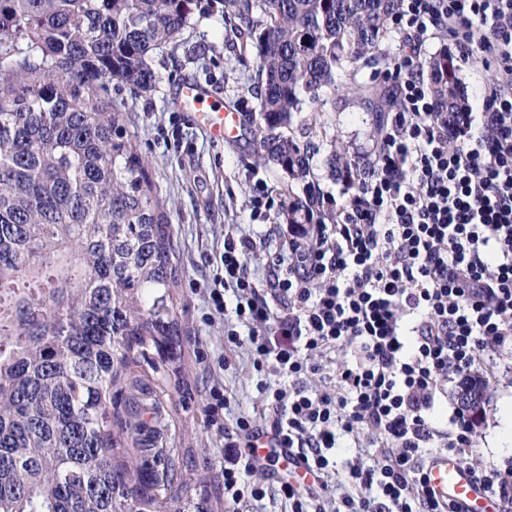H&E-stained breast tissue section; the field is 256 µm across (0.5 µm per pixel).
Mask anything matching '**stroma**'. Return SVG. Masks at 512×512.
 Listing matches in <instances>:
<instances>
[{
	"mask_svg": "<svg viewBox=\"0 0 512 512\" xmlns=\"http://www.w3.org/2000/svg\"><path fill=\"white\" fill-rule=\"evenodd\" d=\"M239 48L226 29L221 13L194 12L175 42L154 53L150 65L156 75L150 91L133 93L120 82L106 83L103 95L125 106L141 151L148 158L153 176L167 201L173 233L174 261L179 268L177 320L181 351L176 360L159 357L142 362L138 369L149 385L168 387L160 404L166 427L163 435L145 434L144 440L160 448L177 449L181 471L197 492L210 498L214 512H224L221 490L224 468V438L212 426L206 411L211 386L223 387L230 398L231 414L245 413L263 419L264 407L256 390L257 374L245 349H224V317L203 321L205 288L212 279L224 251V227L242 224L257 238L278 245L281 212L290 195H303L302 185L290 184L283 171L255 163L256 143L249 126L236 138L214 140L194 113L181 109V88L195 82L211 89L231 108H253L250 89L256 69L237 61ZM350 85L325 94L312 123L321 152L312 161L315 181L323 191L340 190L325 165L332 145L358 157L372 149L377 115L368 102L354 94L353 86L369 82L372 68L348 66ZM183 138L181 151L168 145L172 130ZM264 179L272 200L269 220L251 217L253 176ZM206 360H199V353ZM228 357L222 368L218 360ZM487 397L477 418L478 453L488 464L501 463L512 452L501 448L495 433L505 413L512 412V367L507 363L483 365Z\"/></svg>",
	"mask_w": 512,
	"mask_h": 512,
	"instance_id": "obj_1",
	"label": "stroma"
}]
</instances>
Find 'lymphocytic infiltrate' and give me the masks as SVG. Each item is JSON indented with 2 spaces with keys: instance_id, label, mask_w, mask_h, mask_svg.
<instances>
[{
  "instance_id": "lymphocytic-infiltrate-1",
  "label": "lymphocytic infiltrate",
  "mask_w": 512,
  "mask_h": 512,
  "mask_svg": "<svg viewBox=\"0 0 512 512\" xmlns=\"http://www.w3.org/2000/svg\"><path fill=\"white\" fill-rule=\"evenodd\" d=\"M404 49L388 77L395 105L374 157L349 160L344 201L322 195L306 224L252 266L254 238L229 227L208 289L212 309L234 318L224 346L246 349L267 417L229 416L223 389L209 392L210 421L224 435L225 512H253L280 498L288 512H465L428 487L431 453L461 463L501 512H512V459L476 458L474 422L436 425L435 397L450 376L486 353L512 356V0H400L392 19ZM448 36L455 65L492 68L476 108L441 112L422 74L421 49ZM335 223H327L328 208ZM354 348V363L306 389L317 358ZM364 431L373 463L350 469L353 492L329 495L338 432ZM288 448L313 482L252 481L249 449L260 437Z\"/></svg>"
}]
</instances>
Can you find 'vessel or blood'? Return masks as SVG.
<instances>
[{
  "label": "vessel or blood",
  "instance_id": "vessel-or-blood-1",
  "mask_svg": "<svg viewBox=\"0 0 512 512\" xmlns=\"http://www.w3.org/2000/svg\"><path fill=\"white\" fill-rule=\"evenodd\" d=\"M184 109L196 112L208 126L212 135L220 140L233 138L238 126L235 112L224 109L223 105L209 90L196 83L185 84L181 91ZM253 455L258 464L278 462L288 465L297 474H305V466L283 448H254ZM430 488L444 498L466 503L470 512H499L494 500L472 481L468 472L447 455L433 456L427 469Z\"/></svg>",
  "mask_w": 512,
  "mask_h": 512
}]
</instances>
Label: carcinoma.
<instances>
[{
	"instance_id": "carcinoma-1",
	"label": "carcinoma",
	"mask_w": 512,
	"mask_h": 512,
	"mask_svg": "<svg viewBox=\"0 0 512 512\" xmlns=\"http://www.w3.org/2000/svg\"><path fill=\"white\" fill-rule=\"evenodd\" d=\"M398 0H0V512H213L163 463L133 465L159 393L131 371L180 347L172 228L127 112L151 54L194 10L224 14L257 82L256 162L314 185L304 105L375 59ZM441 111L464 96L448 51L426 60ZM377 112L390 90L361 84ZM308 199L284 219L303 224Z\"/></svg>"
}]
</instances>
